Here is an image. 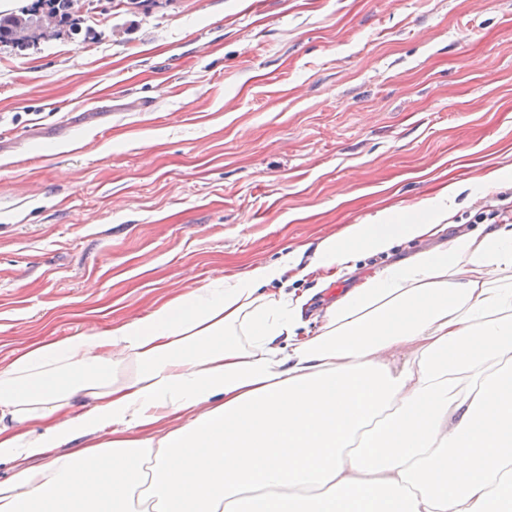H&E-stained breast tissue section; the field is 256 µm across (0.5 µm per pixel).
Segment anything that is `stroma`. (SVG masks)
I'll use <instances>...</instances> for the list:
<instances>
[{"label": "stroma", "instance_id": "obj_1", "mask_svg": "<svg viewBox=\"0 0 512 512\" xmlns=\"http://www.w3.org/2000/svg\"><path fill=\"white\" fill-rule=\"evenodd\" d=\"M79 26L0 46V369L453 182L449 234L512 215V0H91Z\"/></svg>", "mask_w": 512, "mask_h": 512}]
</instances>
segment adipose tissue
<instances>
[{
    "mask_svg": "<svg viewBox=\"0 0 512 512\" xmlns=\"http://www.w3.org/2000/svg\"><path fill=\"white\" fill-rule=\"evenodd\" d=\"M459 192L426 220L351 225L313 268L332 280L446 233ZM299 268L289 254L18 355L0 370V463L18 466L0 512H512V229L379 268L312 335L285 288ZM76 434L103 441L31 466Z\"/></svg>",
    "mask_w": 512,
    "mask_h": 512,
    "instance_id": "1",
    "label": "adipose tissue"
}]
</instances>
